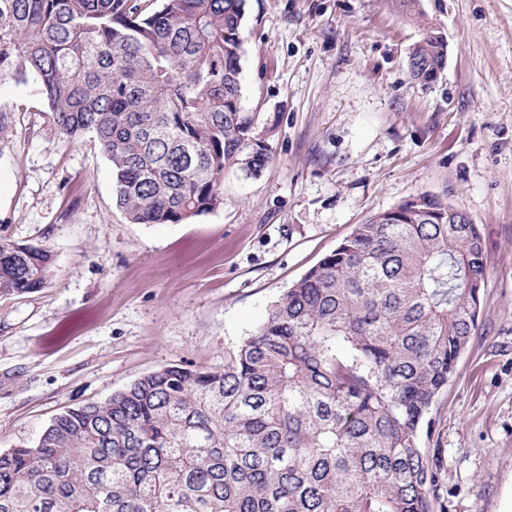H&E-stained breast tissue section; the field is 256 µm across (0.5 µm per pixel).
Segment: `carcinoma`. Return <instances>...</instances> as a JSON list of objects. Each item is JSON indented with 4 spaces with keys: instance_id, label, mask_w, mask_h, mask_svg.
Masks as SVG:
<instances>
[{
    "instance_id": "carcinoma-1",
    "label": "carcinoma",
    "mask_w": 512,
    "mask_h": 512,
    "mask_svg": "<svg viewBox=\"0 0 512 512\" xmlns=\"http://www.w3.org/2000/svg\"><path fill=\"white\" fill-rule=\"evenodd\" d=\"M247 0H0V82L33 76L66 139L95 138L130 224L224 203L268 162L242 111ZM448 44L408 55L427 86ZM53 255L0 240V294ZM479 225L421 195L358 225L224 369L173 365L0 451V512H438L420 433L477 325Z\"/></svg>"
}]
</instances>
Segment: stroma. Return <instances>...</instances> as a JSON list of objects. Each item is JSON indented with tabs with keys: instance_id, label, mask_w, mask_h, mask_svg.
Returning <instances> with one entry per match:
<instances>
[{
	"instance_id": "obj_1",
	"label": "stroma",
	"mask_w": 512,
	"mask_h": 512,
	"mask_svg": "<svg viewBox=\"0 0 512 512\" xmlns=\"http://www.w3.org/2000/svg\"><path fill=\"white\" fill-rule=\"evenodd\" d=\"M419 7L448 42L427 88L423 29L389 0H247L241 108L269 161L180 224L127 223L97 142L63 140L35 80L0 81V237L55 261L0 296V450L145 374L222 368L357 225L429 194L479 225L487 274L422 446L443 512H512V0ZM447 58L448 44L445 36L436 28L427 26L424 36L412 46L408 55L410 78L422 86L431 84L437 73L444 71Z\"/></svg>"
}]
</instances>
